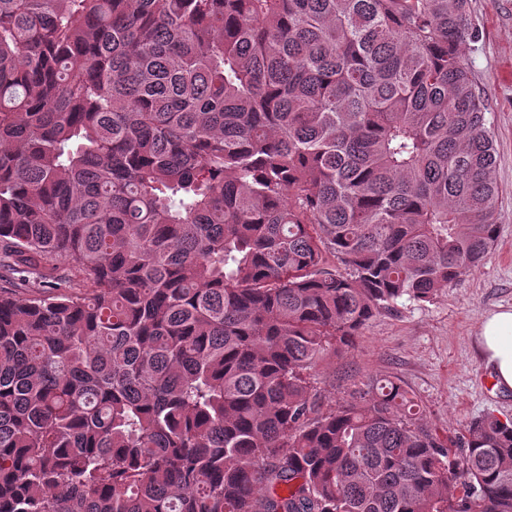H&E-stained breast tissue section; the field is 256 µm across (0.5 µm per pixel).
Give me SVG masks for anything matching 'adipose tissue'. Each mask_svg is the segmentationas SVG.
Returning a JSON list of instances; mask_svg holds the SVG:
<instances>
[{"label":"adipose tissue","mask_w":512,"mask_h":512,"mask_svg":"<svg viewBox=\"0 0 512 512\" xmlns=\"http://www.w3.org/2000/svg\"><path fill=\"white\" fill-rule=\"evenodd\" d=\"M479 354L493 375L496 389L512 391V307L499 308L483 318Z\"/></svg>","instance_id":"1"}]
</instances>
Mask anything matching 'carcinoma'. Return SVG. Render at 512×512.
Returning a JSON list of instances; mask_svg holds the SVG:
<instances>
[{"label": "carcinoma", "instance_id": "carcinoma-1", "mask_svg": "<svg viewBox=\"0 0 512 512\" xmlns=\"http://www.w3.org/2000/svg\"><path fill=\"white\" fill-rule=\"evenodd\" d=\"M469 0H0V512H512L312 371L497 242Z\"/></svg>", "mask_w": 512, "mask_h": 512}]
</instances>
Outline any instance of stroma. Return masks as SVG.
Returning <instances> with one entry per match:
<instances>
[{
    "label": "stroma",
    "mask_w": 512,
    "mask_h": 512,
    "mask_svg": "<svg viewBox=\"0 0 512 512\" xmlns=\"http://www.w3.org/2000/svg\"><path fill=\"white\" fill-rule=\"evenodd\" d=\"M479 37L466 60L483 93L496 147L500 234L491 254L430 303L399 300L361 330L355 346L314 371L327 402L391 379L410 390L440 437H458L472 419L512 420V393L495 390L477 353L484 315L512 306V0H471Z\"/></svg>",
    "instance_id": "35a3bbf8"
}]
</instances>
